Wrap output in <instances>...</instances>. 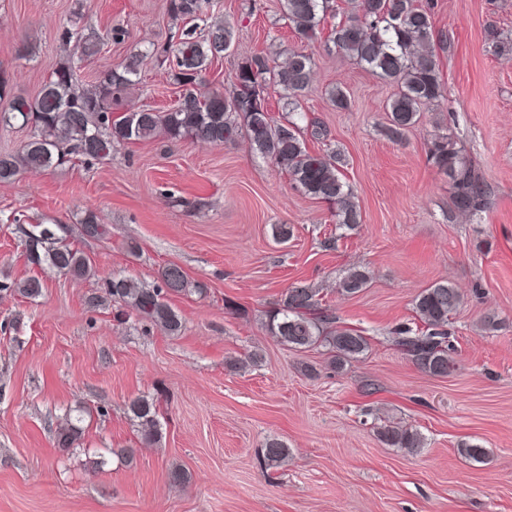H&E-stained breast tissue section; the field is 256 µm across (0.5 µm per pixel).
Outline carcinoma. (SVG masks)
Instances as JSON below:
<instances>
[{"mask_svg": "<svg viewBox=\"0 0 512 512\" xmlns=\"http://www.w3.org/2000/svg\"><path fill=\"white\" fill-rule=\"evenodd\" d=\"M332 0H281L283 16L300 42L317 39L321 22ZM336 10L346 20L331 28L329 41L356 65L396 84L397 92L386 105L387 132L398 138L414 125L422 109L439 102L444 85L434 54L436 40L432 7L425 0H344ZM206 0H169L168 11L183 22L177 41L155 49L168 62V74L184 88L177 103L160 112L145 108L124 112L112 118V100L138 83L143 52L132 51L124 63L109 70L96 85L84 88L74 77L76 65L100 50L96 32L77 36L69 28L61 37L70 45L66 58L50 74L38 95L26 99L11 95L0 80V123L8 125L17 117L31 124L32 133L17 153L0 155V182H7L27 170H47L74 155L86 161H104L118 145L142 141L163 134L171 141L187 138L221 147L240 138L284 171L303 194L323 200L335 209L337 223L353 229L362 221L361 211L350 186L343 181L333 152H311L298 121L301 99L308 90L314 61L302 51L289 54L278 63L262 53L241 58L234 73L233 90L205 89V76L215 60L229 51L234 32L229 23L213 20L202 25ZM493 51L512 53V38L490 32ZM283 92L290 118L278 119L268 107V89ZM429 158L454 183V204L461 211L479 207L486 191L475 171L460 161L459 152L448 137L437 135L431 141ZM26 257L35 266L46 265L75 278H86L92 265L82 252L73 248L67 235L54 224H31ZM84 235L104 238L109 228L90 212L81 221ZM161 286L145 288L139 283L114 277L107 283V294L168 335L182 330L179 314L163 300L165 294L187 290L188 280L177 265L164 267ZM370 277L355 268L338 283L339 291L353 296L367 288ZM39 278L30 277L14 292L28 298L41 295ZM462 301L461 292L448 281H437L423 289L414 300V310L424 328L401 324L394 334L405 355L422 372L447 377L456 368L450 355L448 317ZM335 317L321 307L314 288H288L267 321L269 333L296 351L315 347L327 349L331 365L340 369L369 348L359 331L334 325ZM142 437L158 436L157 406L154 400L139 397L130 403ZM81 416L67 420L57 432L58 444L67 450L78 440ZM379 436L386 445L414 453L423 447V437L413 429L384 426ZM264 460L279 466L288 459L287 446L269 439L263 448Z\"/></svg>", "mask_w": 512, "mask_h": 512, "instance_id": "carcinoma-1", "label": "carcinoma"}]
</instances>
